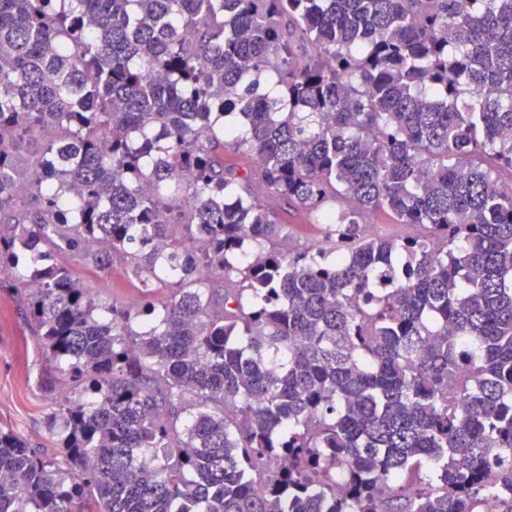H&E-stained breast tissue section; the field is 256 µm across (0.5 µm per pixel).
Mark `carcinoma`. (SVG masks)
Wrapping results in <instances>:
<instances>
[{
  "mask_svg": "<svg viewBox=\"0 0 512 512\" xmlns=\"http://www.w3.org/2000/svg\"><path fill=\"white\" fill-rule=\"evenodd\" d=\"M0 288V512H512V0H0ZM281 215L285 224L284 233L293 246L305 248L324 241V224H320L316 217L295 211H282ZM392 223L393 219L389 214L380 212L370 219L368 231L384 237H407L416 231L413 226ZM64 262L71 264L77 274L92 288L95 289L98 300L102 303L112 304V301L130 304L134 302L143 303L149 298L143 296L141 290L142 283L132 278L125 269L124 262L116 259L112 262V268L100 274H91L74 262ZM99 285L105 288H96ZM42 354L29 336L14 298L0 291V424L51 455L45 425L48 400L40 385Z\"/></svg>",
  "mask_w": 512,
  "mask_h": 512,
  "instance_id": "cac0c4a2",
  "label": "carcinoma"
}]
</instances>
